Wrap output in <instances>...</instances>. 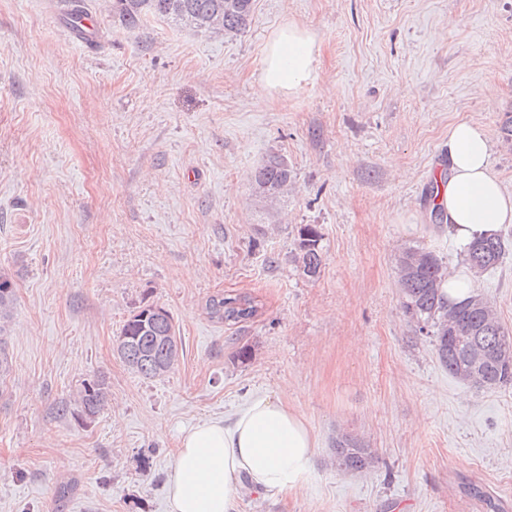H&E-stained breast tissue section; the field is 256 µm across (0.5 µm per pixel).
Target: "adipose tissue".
Instances as JSON below:
<instances>
[{
	"mask_svg": "<svg viewBox=\"0 0 512 512\" xmlns=\"http://www.w3.org/2000/svg\"><path fill=\"white\" fill-rule=\"evenodd\" d=\"M316 34L284 21L267 40L256 89L259 101L289 96L312 80ZM448 180L438 200L458 252L477 237L512 224V193L491 162L487 131L468 120L448 128ZM315 438L278 397L253 398L230 419L204 420L183 432L168 480L169 512H237L244 490L285 493L305 483Z\"/></svg>",
	"mask_w": 512,
	"mask_h": 512,
	"instance_id": "1",
	"label": "adipose tissue"
}]
</instances>
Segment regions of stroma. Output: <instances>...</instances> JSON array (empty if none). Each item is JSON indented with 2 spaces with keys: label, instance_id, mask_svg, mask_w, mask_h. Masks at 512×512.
Masks as SVG:
<instances>
[{
  "label": "stroma",
  "instance_id": "stroma-1",
  "mask_svg": "<svg viewBox=\"0 0 512 512\" xmlns=\"http://www.w3.org/2000/svg\"><path fill=\"white\" fill-rule=\"evenodd\" d=\"M68 2L0 0V275L15 294L0 322V512H168L181 430L259 394L305 418L316 455L300 489L244 493L238 512H484L469 481L512 512V387L448 374L396 273L408 245L464 265L424 200L451 124L486 129L512 192V0H254L234 36L127 27L112 0H82L87 50L63 25ZM286 20L316 32L317 75L260 105L263 47ZM272 152L293 168L273 203L251 182ZM306 224L322 233L313 281L292 260ZM475 287L512 329V250ZM231 289L261 304L238 329L205 310ZM152 303L182 351L146 379L115 338ZM96 377L100 415L61 414ZM339 432L375 448L376 467L338 469Z\"/></svg>",
  "mask_w": 512,
  "mask_h": 512
}]
</instances>
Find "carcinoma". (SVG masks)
Returning a JSON list of instances; mask_svg holds the SVG:
<instances>
[{
	"instance_id": "1",
	"label": "carcinoma",
	"mask_w": 512,
	"mask_h": 512,
	"mask_svg": "<svg viewBox=\"0 0 512 512\" xmlns=\"http://www.w3.org/2000/svg\"><path fill=\"white\" fill-rule=\"evenodd\" d=\"M112 13L128 25L153 16L184 24L197 31L238 34L252 21L253 0H112ZM293 170L288 160L272 153L255 169V192L277 199L288 192ZM322 235L318 227L305 224L298 231L294 262L303 276L318 277L322 267ZM505 253L502 236L496 234L473 243L465 263L476 273L497 268ZM398 283L405 314L418 331L430 338L440 364L460 381L479 389L512 385V332L500 323L493 304L478 292L459 303H450L441 285L448 267L435 252L420 245L405 246L398 253ZM14 300L8 278L0 276V321L9 318ZM207 314L227 326L257 316L259 303L250 293L230 291L211 297ZM175 335L169 312L158 314L146 305L132 312L116 339L117 351L137 374L151 379L175 368L170 363L168 337ZM109 386L103 379L85 380L75 402L78 412L94 420L104 409ZM338 465L363 472L377 462L375 451L348 434L333 442ZM464 493L485 505V512H503L501 503L482 485L468 483Z\"/></svg>"
}]
</instances>
